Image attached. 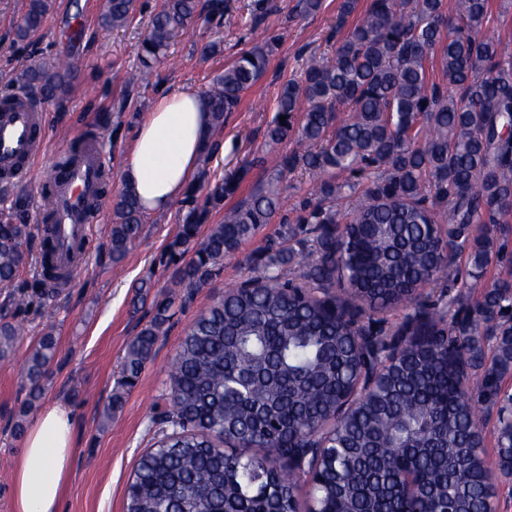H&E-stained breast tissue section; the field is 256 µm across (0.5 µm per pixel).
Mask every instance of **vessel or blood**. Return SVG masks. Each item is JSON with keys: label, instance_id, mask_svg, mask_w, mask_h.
Masks as SVG:
<instances>
[{"label": "vessel or blood", "instance_id": "vessel-or-blood-1", "mask_svg": "<svg viewBox=\"0 0 512 512\" xmlns=\"http://www.w3.org/2000/svg\"><path fill=\"white\" fill-rule=\"evenodd\" d=\"M43 125L40 103L21 92L10 95L8 105L0 109V177L22 176L21 166L33 159ZM61 158V164L54 167L48 207L40 221L51 230L55 264L70 270L84 258L89 230L86 211L100 192L105 158L95 138L83 139L78 154L66 151Z\"/></svg>", "mask_w": 512, "mask_h": 512}]
</instances>
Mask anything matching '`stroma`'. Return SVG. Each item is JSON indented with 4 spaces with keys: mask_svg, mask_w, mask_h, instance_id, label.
I'll return each mask as SVG.
<instances>
[{
    "mask_svg": "<svg viewBox=\"0 0 512 512\" xmlns=\"http://www.w3.org/2000/svg\"><path fill=\"white\" fill-rule=\"evenodd\" d=\"M28 0H0V95L23 89L20 79L27 68L53 62L68 52L78 66L72 92L63 102L46 101L45 134L24 176L15 181L0 179V211L10 210L22 197L26 207L19 222L36 224L43 206L41 189L52 174L55 153L70 140L99 136L109 174L107 190H122V161L137 122L148 112L159 87L184 84L206 91L252 42L245 38L244 22L251 0H231L222 23L199 19L172 41L165 58L154 62L147 83L132 85L131 72L139 69L138 45L148 31L162 0H138L137 9L122 29L104 28L100 15L104 0H51L42 28L19 38ZM275 10L267 25L280 35V47L271 57L264 76L246 95L238 112L218 129L224 149L213 155L211 174L224 176L245 162L253 168L240 187L238 198L247 197L261 178L256 161L267 147L264 131L276 114L280 86L299 78L310 54L331 55L326 36L335 25L340 0H324L311 15L298 14L296 0H274ZM217 43L211 55L203 47ZM187 213L185 203L163 215L144 218L135 247L121 263H113L109 251L112 207L104 205L90 226L84 262L59 288L43 287L36 265L39 238L25 249L29 262L16 273L11 288H0V319L22 322L26 333L19 337L11 357L0 362V512H10L12 467L21 447L17 425H30L33 413L23 412L25 392L21 371L30 351L44 334H53L57 350L51 376L40 406L65 401L74 421L75 458L64 482L59 512H123L126 486L140 455L158 436L150 422V407L169 389L168 370L186 331L196 315L221 298L226 286L253 277L251 259L278 229L267 225L237 256L224 264V272L207 288L194 294L186 307L177 309L165 336L160 337L155 357L143 371L137 386L108 426H101L100 412L111 393L120 364L131 339L150 319L149 306H134L135 288L149 280L150 298H164L171 271L161 258ZM22 292L29 303L14 308L11 293Z\"/></svg>",
    "mask_w": 512,
    "mask_h": 512,
    "instance_id": "stroma-1",
    "label": "stroma"
}]
</instances>
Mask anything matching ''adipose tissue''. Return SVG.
<instances>
[{
    "label": "adipose tissue",
    "mask_w": 512,
    "mask_h": 512,
    "mask_svg": "<svg viewBox=\"0 0 512 512\" xmlns=\"http://www.w3.org/2000/svg\"><path fill=\"white\" fill-rule=\"evenodd\" d=\"M214 139L205 95L186 86L160 90L137 124L124 158V191L139 201L144 213L170 212ZM74 453L71 411L64 403H53L24 436L12 471L11 512H58Z\"/></svg>",
    "instance_id": "1"
}]
</instances>
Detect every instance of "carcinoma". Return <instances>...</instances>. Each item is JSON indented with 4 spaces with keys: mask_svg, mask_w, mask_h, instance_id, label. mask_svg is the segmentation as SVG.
<instances>
[{
    "mask_svg": "<svg viewBox=\"0 0 512 512\" xmlns=\"http://www.w3.org/2000/svg\"><path fill=\"white\" fill-rule=\"evenodd\" d=\"M341 0L331 57L310 56L285 82L262 157L264 177L224 208L246 180L243 165L209 177L205 148L187 215L167 244L175 292L152 302L130 341L104 421L124 404L152 359L157 337L192 292L281 207L279 183L298 169L317 176L278 242L254 259L258 276L201 311L171 364L159 416L161 438L140 456L124 512H486L501 477L512 476V275L488 268L498 235L512 231V56L487 34L492 0ZM50 0H28L18 37L43 25ZM136 0H104L101 24L127 25ZM273 0H253L245 29L256 33ZM230 0H165L141 43L145 70L199 16L224 19ZM279 36L269 35L217 75L205 92L213 128L224 126L264 75ZM22 80L51 100L71 91L67 58L26 70ZM357 196L347 211L340 203ZM223 221L202 236L212 212ZM144 213L125 192L112 203L109 251L123 259ZM33 227L0 219V284L25 263ZM469 283L448 295L458 255ZM298 269L300 282L282 279ZM441 289L431 305L422 288ZM413 303L393 331L345 313ZM22 326L0 324V361ZM55 353L43 336L21 373L26 408L40 398ZM497 407L495 464L485 456L481 406ZM316 449L312 476L273 466L289 450Z\"/></svg>",
    "mask_w": 512,
    "mask_h": 512,
    "instance_id": "1",
    "label": "carcinoma"
}]
</instances>
